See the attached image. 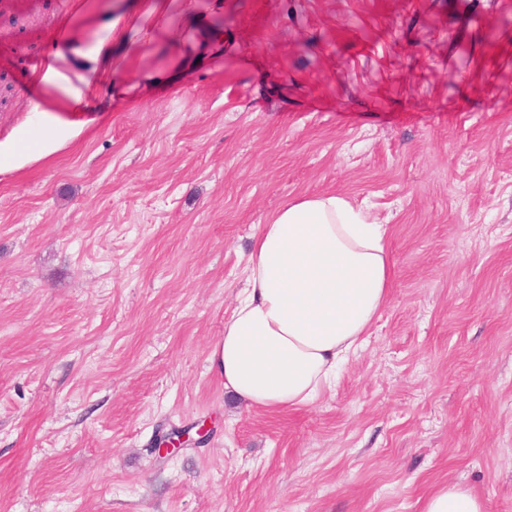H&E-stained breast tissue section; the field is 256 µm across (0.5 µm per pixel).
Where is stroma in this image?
I'll use <instances>...</instances> for the list:
<instances>
[{"label":"stroma","instance_id":"obj_1","mask_svg":"<svg viewBox=\"0 0 512 512\" xmlns=\"http://www.w3.org/2000/svg\"><path fill=\"white\" fill-rule=\"evenodd\" d=\"M109 3L0 0V139ZM113 55L105 120L0 174V512H512V0H169ZM322 192L388 225L390 297L317 403L253 411L209 354ZM422 512H485L483 502L461 485L441 487L427 495Z\"/></svg>","mask_w":512,"mask_h":512}]
</instances>
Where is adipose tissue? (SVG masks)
<instances>
[{
    "instance_id": "ef3b65f1",
    "label": "adipose tissue",
    "mask_w": 512,
    "mask_h": 512,
    "mask_svg": "<svg viewBox=\"0 0 512 512\" xmlns=\"http://www.w3.org/2000/svg\"><path fill=\"white\" fill-rule=\"evenodd\" d=\"M33 80L41 94L28 121L0 140V173L53 156L78 137L74 121L94 83L80 68L45 60ZM389 228L333 193L287 203L260 225L247 284L209 361L247 408L268 412L314 404L332 388L388 301ZM422 512H485L460 485L427 495Z\"/></svg>"
}]
</instances>
